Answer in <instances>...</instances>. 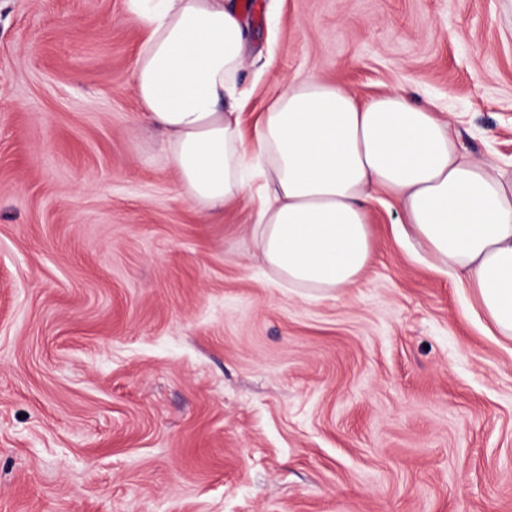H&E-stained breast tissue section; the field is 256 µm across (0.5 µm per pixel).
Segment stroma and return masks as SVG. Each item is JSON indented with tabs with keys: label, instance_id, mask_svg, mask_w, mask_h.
I'll return each mask as SVG.
<instances>
[{
	"label": "stroma",
	"instance_id": "stroma-1",
	"mask_svg": "<svg viewBox=\"0 0 512 512\" xmlns=\"http://www.w3.org/2000/svg\"><path fill=\"white\" fill-rule=\"evenodd\" d=\"M282 80L437 103L512 173L503 0H259ZM127 0H0V512H512V341L371 202L337 297L280 288L139 120Z\"/></svg>",
	"mask_w": 512,
	"mask_h": 512
}]
</instances>
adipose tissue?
I'll list each match as a JSON object with an SVG mask.
<instances>
[{"mask_svg":"<svg viewBox=\"0 0 512 512\" xmlns=\"http://www.w3.org/2000/svg\"><path fill=\"white\" fill-rule=\"evenodd\" d=\"M128 12L145 33L132 71L141 119L203 215L249 199L255 257L275 284L315 298L352 286L372 251L366 208L385 194L402 236L512 339V175L467 158L434 103L289 78L249 141L237 89L248 31L233 0H128Z\"/></svg>","mask_w":512,"mask_h":512,"instance_id":"ef3b65f1","label":"adipose tissue"}]
</instances>
